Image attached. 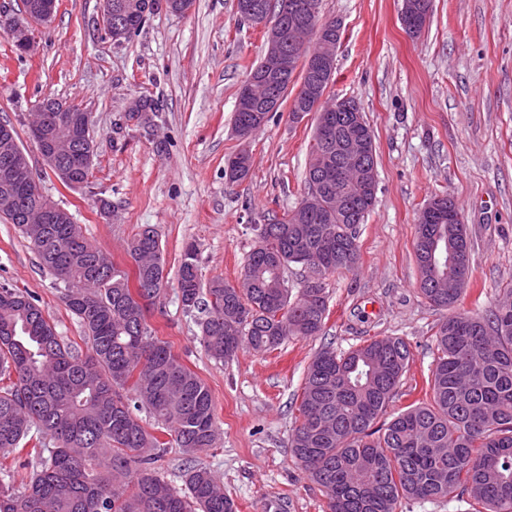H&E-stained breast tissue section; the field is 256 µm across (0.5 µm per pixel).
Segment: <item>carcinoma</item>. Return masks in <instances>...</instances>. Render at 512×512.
Here are the masks:
<instances>
[{"label": "carcinoma", "mask_w": 512, "mask_h": 512, "mask_svg": "<svg viewBox=\"0 0 512 512\" xmlns=\"http://www.w3.org/2000/svg\"><path fill=\"white\" fill-rule=\"evenodd\" d=\"M254 2L286 22L288 8L305 0ZM92 169L71 166L64 185L89 180ZM349 192V207L336 206L332 186L318 206L272 216L241 269L250 288L202 283L198 249L186 245L178 299L185 312L201 314L200 341L213 359L243 347L272 352L290 337L322 332L325 281L358 268L360 225L376 202L362 184ZM0 216L40 267L56 279L65 268L62 300L87 346L59 336L27 291L0 287V451L30 444L26 456L37 461L23 491L0 482V512H236L207 468L185 469L178 489L155 467L170 448L195 455L218 436L210 389L148 327L146 313L160 297L134 299L164 279L157 233L147 227L128 242L130 272L73 221ZM414 249L422 298L449 312L434 334L426 399L379 423L412 360L405 339L325 347L307 367L288 447L328 512H396L402 499L450 495L481 512H512V288L484 313L456 310L471 274L465 224H419ZM292 265L305 272L296 296ZM143 409L169 440L147 430Z\"/></svg>", "instance_id": "cac0c4a2"}]
</instances>
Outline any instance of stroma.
<instances>
[{"label": "stroma", "instance_id": "stroma-1", "mask_svg": "<svg viewBox=\"0 0 512 512\" xmlns=\"http://www.w3.org/2000/svg\"><path fill=\"white\" fill-rule=\"evenodd\" d=\"M400 6L321 2L322 15L341 26L331 92L355 100L375 135L377 202L361 226L359 267L327 279L322 334L288 339L271 353L244 348L222 362L205 352L178 300L182 251L198 246L203 281L237 284L251 225L292 210L304 193L315 126L313 116L296 122L281 111L248 141L236 134L237 94L265 52L264 31L240 17L237 0H196L185 15L158 6L120 42L103 30V0H59L52 22L34 32L35 51L23 56L0 30V121L17 129L43 193L121 266L144 226L158 234L167 286L147 324L209 387L218 440L193 460L169 449L157 468L177 487L190 462L211 469L238 512H266L282 496L290 512H328L288 448L305 372L322 347L403 337L413 359L388 411L424 399L444 316L422 299L414 256L418 216L432 198L453 196L468 227L471 280L460 310L488 309L512 287V0H432L416 38L405 32ZM46 95L92 115L87 187H64L29 138V115ZM145 97L159 105L149 128L129 117ZM243 147L250 175L233 182L225 160ZM100 197L111 201V214H100ZM1 285L33 295L58 333L82 346L52 277L0 217Z\"/></svg>", "mask_w": 512, "mask_h": 512}]
</instances>
